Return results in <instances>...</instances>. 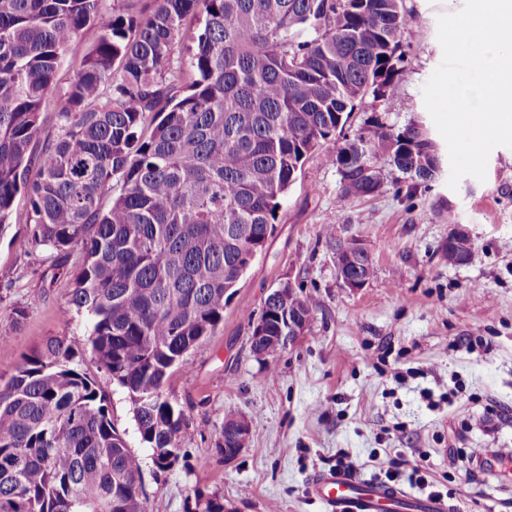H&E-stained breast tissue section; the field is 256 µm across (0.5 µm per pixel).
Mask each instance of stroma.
I'll use <instances>...</instances> for the list:
<instances>
[{"instance_id": "stroma-1", "label": "stroma", "mask_w": 512, "mask_h": 512, "mask_svg": "<svg viewBox=\"0 0 512 512\" xmlns=\"http://www.w3.org/2000/svg\"><path fill=\"white\" fill-rule=\"evenodd\" d=\"M462 5L405 0L404 72L386 99L355 109L346 134L376 118L397 131L413 123L435 131L422 86L443 57L437 19ZM449 175L410 196L386 167L377 197L343 203L336 168L319 152L308 159L223 323L164 386L189 424L167 470L155 469L141 443L127 392L85 361L142 461L148 512H202L214 495L224 512H326L309 484L340 451L371 481L391 459L446 476L452 512H512V460L496 456L512 448V149L492 150L485 181L465 177L453 190ZM451 212L475 244L463 266L443 257ZM349 239L365 244L374 266L357 290L336 271V244ZM49 256L31 246L23 219L0 232V373L46 337L78 346L87 335V316L68 303L77 265ZM287 283L313 300L312 322L293 346L258 361L249 318ZM229 411L251 428L231 461L218 448Z\"/></svg>"}]
</instances>
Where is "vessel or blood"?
Listing matches in <instances>:
<instances>
[{"label":"vessel or blood","mask_w":512,"mask_h":512,"mask_svg":"<svg viewBox=\"0 0 512 512\" xmlns=\"http://www.w3.org/2000/svg\"><path fill=\"white\" fill-rule=\"evenodd\" d=\"M311 492L327 512H448L444 501L417 499L404 491L369 480L357 481L334 471L318 475Z\"/></svg>","instance_id":"1"}]
</instances>
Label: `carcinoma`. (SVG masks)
<instances>
[{
	"mask_svg": "<svg viewBox=\"0 0 512 512\" xmlns=\"http://www.w3.org/2000/svg\"><path fill=\"white\" fill-rule=\"evenodd\" d=\"M99 2L0 0V230L21 196L33 246L56 262L79 249L69 303L89 318L83 346L49 337L0 375V512H146L141 459L83 356L127 391L155 468H169L188 423L164 385L223 323L312 154L326 150L343 202L378 194L384 165L410 196L441 168L421 125L343 134L402 72L405 0ZM89 26L98 39L43 137ZM442 250L461 266L474 245ZM347 272L369 280L374 266L360 254ZM261 315L265 335L286 336L313 306L286 285Z\"/></svg>",
	"mask_w": 512,
	"mask_h": 512,
	"instance_id": "obj_1",
	"label": "carcinoma"
}]
</instances>
